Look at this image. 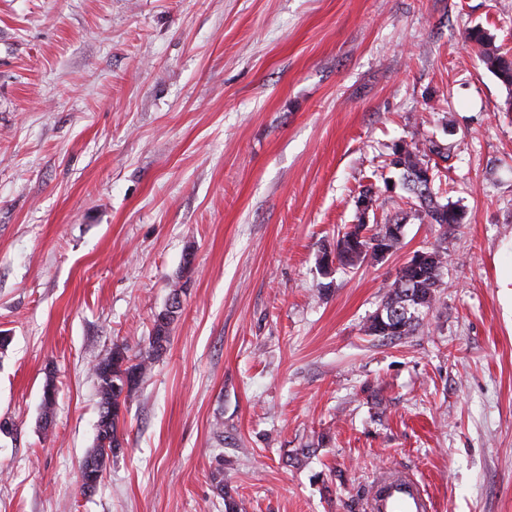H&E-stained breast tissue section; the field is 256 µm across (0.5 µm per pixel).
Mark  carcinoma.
Wrapping results in <instances>:
<instances>
[{
	"label": "carcinoma",
	"mask_w": 512,
	"mask_h": 512,
	"mask_svg": "<svg viewBox=\"0 0 512 512\" xmlns=\"http://www.w3.org/2000/svg\"><path fill=\"white\" fill-rule=\"evenodd\" d=\"M465 41L479 49V57L486 68L503 84L512 87V58L499 52L493 35L482 27H473L465 34ZM390 165L401 170V180L407 193L405 199L414 208H404L385 220L379 227L363 222L351 224L341 232L336 251L323 252L320 262L329 267V259L343 266H354L367 257L358 247H373L381 241V247L390 253L401 248L402 239L389 233V227L407 224L413 215L446 230L463 223V213L456 205L440 202L433 187L439 172L430 165V156L448 159V149L434 141H401L393 152ZM447 266V253L439 248L426 249L421 259L404 265L395 279L387 285L382 303L369 318L365 332L383 340H397L416 331L424 317L435 307L438 290L442 285ZM178 318L168 317L165 333L151 334L147 347L136 352L126 344L116 345L93 367L98 383V424L93 448L84 458L81 471L94 484H100L112 455L123 446L125 411L136 390L151 372L153 364L167 350L172 323ZM216 489L224 500V512H246V506L232 487L224 484V478L214 476Z\"/></svg>",
	"instance_id": "obj_1"
}]
</instances>
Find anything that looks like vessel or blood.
Listing matches in <instances>:
<instances>
[{"mask_svg":"<svg viewBox=\"0 0 512 512\" xmlns=\"http://www.w3.org/2000/svg\"><path fill=\"white\" fill-rule=\"evenodd\" d=\"M370 512H431L432 504L417 480L404 472H384L375 480Z\"/></svg>","mask_w":512,"mask_h":512,"instance_id":"obj_1","label":"vessel or blood"}]
</instances>
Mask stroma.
Instances as JSON below:
<instances>
[{
  "instance_id": "1",
  "label": "stroma",
  "mask_w": 512,
  "mask_h": 512,
  "mask_svg": "<svg viewBox=\"0 0 512 512\" xmlns=\"http://www.w3.org/2000/svg\"><path fill=\"white\" fill-rule=\"evenodd\" d=\"M475 26L512 56V0H0V512H224L216 472L248 512H367L390 468L433 512H512V88ZM413 137L450 147L461 227L412 218L397 252L322 268L362 189L369 223L394 213ZM433 247L423 325L366 335ZM179 285L82 492L92 367L145 348ZM465 41L479 49V57L491 73L503 84L512 87V58L499 52L490 32L482 27H473L466 32Z\"/></svg>"
}]
</instances>
